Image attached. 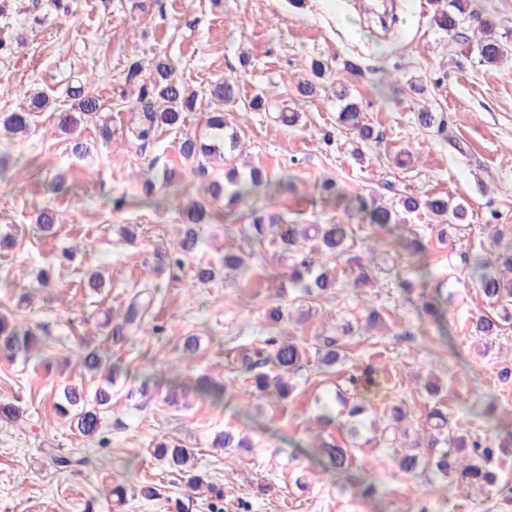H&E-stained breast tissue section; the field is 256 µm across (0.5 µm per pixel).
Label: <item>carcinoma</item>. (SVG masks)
Segmentation results:
<instances>
[{"label":"carcinoma","mask_w":512,"mask_h":512,"mask_svg":"<svg viewBox=\"0 0 512 512\" xmlns=\"http://www.w3.org/2000/svg\"><path fill=\"white\" fill-rule=\"evenodd\" d=\"M434 4L436 5L433 15L434 24L455 39L463 37L462 24L474 16L473 11L470 10V0H446L444 4L441 3V0H434ZM477 53L480 62L488 66H495L503 58L512 56V44L506 39L483 38L477 43ZM125 79L129 83L140 82L138 103L143 112L142 122L140 126L130 130L131 137L137 141L148 140L152 131L159 125L179 126L183 122V112L192 111L197 106V95L188 91L173 67L167 62H158L152 77L146 80L143 78L141 62L134 58L128 64ZM69 93L77 100V103L75 111L59 114L58 128L64 132L73 129L83 120L96 114L100 108L99 99L84 94V89L81 87H73ZM208 96L212 100L224 102L237 100L235 86L227 80L211 85ZM337 97L345 101L339 112V120L349 129L358 131L361 136L370 137L371 130L363 124L361 112L356 103L347 100L346 90L342 89L337 92ZM47 104L48 99L43 94L31 93L27 107L0 116V127L11 133H25L33 125L35 114L44 111ZM206 126L210 131L211 142L207 143L189 135L180 145L181 156L197 163V167L202 172L205 171L204 159L215 156L228 161L234 157L240 144V134L235 129L227 130L223 113H207ZM261 186L266 187L268 183L263 181L259 171H252L250 179L246 180L237 169L229 167L224 172V180L216 178L209 182L206 194L214 200L225 197L228 199V205L238 206L248 203ZM403 206L409 212L416 211L423 206L438 217L448 218L450 222L462 221L466 216V209L462 204H455L446 197H435L424 201L408 197L404 200ZM182 216L190 228L186 230L184 238L173 247V251L164 254V257L172 260L176 266L183 265L184 257L196 246V237L191 225L206 223L211 218V213L207 209V201L196 200L184 208ZM249 220L248 229L254 231L259 237L273 236L287 252L299 246L301 242L315 237L319 240L321 251L339 257L345 253L346 240L353 234V229L348 224H282L275 216L267 217L253 209L250 210ZM370 222L379 229H385L397 223L396 212L384 206L374 207L370 212ZM465 265L470 274L476 277L484 296L501 307V313L497 314V318L480 316L471 326L480 341L479 352L486 355L493 347L494 335L498 333L500 323L512 319V314L509 313V307L512 306V279L501 278L494 265L477 256L465 257ZM291 280L307 295L314 293L323 295L335 287V279L329 275L325 266L317 265L316 261L308 254L300 255L299 261L295 262L292 267ZM153 301V294L149 290L141 291L133 296L125 309L122 322L115 326V332L120 334L124 331L135 332L141 329L145 316L152 308ZM36 340L35 331L20 328L6 314L0 312L1 347H5L13 355L20 354L30 359L35 350ZM341 349L342 345L339 339L325 338L323 347L318 349L322 363L327 366L335 364ZM305 354L306 351L295 341H280L270 337L264 340V347L256 352L258 359L252 360L246 357L243 359V363L249 368L258 364L273 363L277 373L255 375V387L259 391L273 387L279 396L286 397L293 391L288 374L298 368ZM80 359L85 369L93 373L102 369L104 356L98 350L86 347ZM119 373L120 368L117 365H109L106 386L95 392V405L75 413L77 429L82 435L92 438L99 432L100 413L112 401L110 387ZM83 402H85L84 392L78 388L67 386L63 388L56 407L60 415L67 416L70 414V408ZM431 417L437 419V423L434 425L436 438L432 439V442H437V438L441 437L443 442L448 445V451L434 461L436 469L443 477L446 478L448 474L456 472L462 481L470 485L490 483L496 479L493 471L489 469L498 452L493 442L479 437L465 438L461 435L446 434L444 429L448 424L447 417L439 411L433 412ZM215 445L220 448L252 447L247 438L232 430H226L217 435ZM458 448L471 449L472 457L466 462L452 460L455 450ZM320 451L330 467L336 470V473L341 475L350 473L351 449L343 447L338 441L332 439L322 441ZM153 455L181 470L188 467L192 457L189 449L169 441L158 443L153 448ZM191 484L196 489H206V492L211 494L214 500L216 512H223L224 489L204 482L198 475L191 477Z\"/></svg>","instance_id":"carcinoma-1"}]
</instances>
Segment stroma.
<instances>
[{
    "mask_svg": "<svg viewBox=\"0 0 512 512\" xmlns=\"http://www.w3.org/2000/svg\"><path fill=\"white\" fill-rule=\"evenodd\" d=\"M383 12L381 0H73L65 15L54 0H11L5 21L23 39L0 58V113L26 106L33 89L48 105L28 135H0V232L14 240L0 248V309L24 326H44L47 342L39 361L0 357V402L20 409L18 419L0 420V512H211L185 473L151 456L166 439L194 452L207 481L223 486L224 512H512L501 490L512 483V380L498 377L512 365V322L502 324L491 354L478 353L471 325L494 309L459 259L463 251L491 256L497 230L512 244V58L480 63L476 23L466 24V41L453 39L432 23L431 0H396L392 18ZM134 57L148 69L167 60L202 97L220 79L237 86L240 97L224 116L241 135L240 173L257 168L270 181H292L288 193L256 196L257 208L286 224L353 225L342 259L312 253L336 279L329 294L289 285L294 254L245 233L238 210L220 201L210 205L215 220L196 227L183 269L159 263L184 233V203L204 197L207 179L224 170L212 163L199 175L179 153L186 135H205L203 111L148 142L130 138L137 90L124 69ZM314 60L328 67L324 89L306 97L297 85L311 79ZM349 60L357 72L345 70ZM78 84L103 105L75 133L90 146L82 158L57 128L58 113L73 103L67 90ZM342 86L370 138L340 123ZM257 95L265 104L254 111L248 104ZM423 109L443 128L420 127ZM282 112L298 113L297 124H280ZM147 174L157 182L150 204L141 191ZM328 180L366 206L397 208L411 240L372 226L366 206L347 210L326 196ZM124 193L127 206L113 210ZM410 196L463 200L466 219L448 225L425 208L405 211ZM45 207L59 214L52 235L35 222ZM228 254L243 266L225 269ZM199 264L213 268L211 281L193 283ZM362 264L373 282L357 288ZM96 273L103 284L93 288ZM146 287L151 319L142 332L113 337L111 321ZM428 302L436 316L425 312ZM276 304L285 318L271 327L265 314ZM372 309L383 320L368 331ZM345 327L343 358L323 365L321 337ZM271 335L306 351L285 399L256 391L241 363ZM88 345L123 368L103 414L104 446L56 410L64 386L90 396L103 383L79 361ZM368 365L376 384L359 391L365 413L351 425L336 397L349 395V375ZM146 373L155 384L144 385ZM202 375L226 384L223 400L195 392ZM171 382L182 391L175 405L165 400ZM396 406L407 413L397 428ZM435 409L454 434L504 444L492 463L496 484L468 487L428 466L400 469L409 449L440 455L427 445ZM324 414L331 424L318 423ZM228 426L251 447H215ZM331 436L351 444L356 483L324 466L319 444ZM60 455L90 463L62 469ZM302 473L304 488L295 483ZM146 483L159 485L160 497H141ZM365 483L376 487L367 498Z\"/></svg>",
    "mask_w": 512,
    "mask_h": 512,
    "instance_id": "obj_1",
    "label": "stroma"
}]
</instances>
